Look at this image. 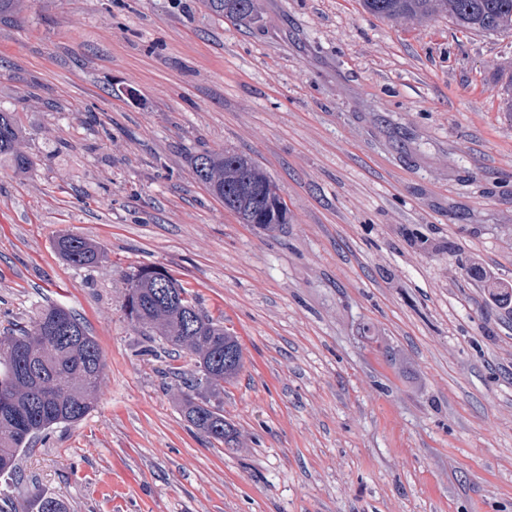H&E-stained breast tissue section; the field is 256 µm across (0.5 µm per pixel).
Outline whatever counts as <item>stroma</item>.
Returning <instances> with one entry per match:
<instances>
[{
  "mask_svg": "<svg viewBox=\"0 0 512 512\" xmlns=\"http://www.w3.org/2000/svg\"><path fill=\"white\" fill-rule=\"evenodd\" d=\"M512 32L361 0H29L0 24V333L51 304L98 342L91 413L0 478L67 512H512ZM234 151L288 222L240 223L194 174ZM97 243L77 268L59 235ZM488 272L469 273L471 264ZM165 269L238 336L233 447L124 310ZM211 12L219 15L244 20L253 13V0H206ZM0 155H7L18 169H28L32 159L22 150L18 123L12 112L0 110Z\"/></svg>",
  "mask_w": 512,
  "mask_h": 512,
  "instance_id": "1",
  "label": "stroma"
}]
</instances>
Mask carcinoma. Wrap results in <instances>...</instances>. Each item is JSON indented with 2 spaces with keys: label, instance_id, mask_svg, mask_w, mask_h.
I'll return each instance as SVG.
<instances>
[{
  "label": "carcinoma",
  "instance_id": "1",
  "mask_svg": "<svg viewBox=\"0 0 512 512\" xmlns=\"http://www.w3.org/2000/svg\"><path fill=\"white\" fill-rule=\"evenodd\" d=\"M29 0H0V23L25 12ZM211 12L244 20L253 0H206ZM366 11L385 19H429L439 15L466 30L495 34L512 30V0H362ZM0 155L18 169L32 159L22 150L18 123L0 110ZM195 175L224 208L244 224L274 229L288 223L287 208L275 184L251 158L231 152L204 153L195 159ZM55 247L64 261L87 267L102 257L92 241L63 234ZM125 300L135 324L157 329L177 355L194 357V370L181 395L187 420L204 437L227 445L235 431L224 420V384L244 366L239 338L224 329V319L204 311L197 294L167 271L142 267L129 277ZM163 282L167 294L156 285ZM104 363L100 347L86 327L60 306L46 307L31 327L0 336V474L16 473L20 453L59 424L82 421L94 408ZM22 512H67L56 499L31 496Z\"/></svg>",
  "mask_w": 512,
  "mask_h": 512
}]
</instances>
